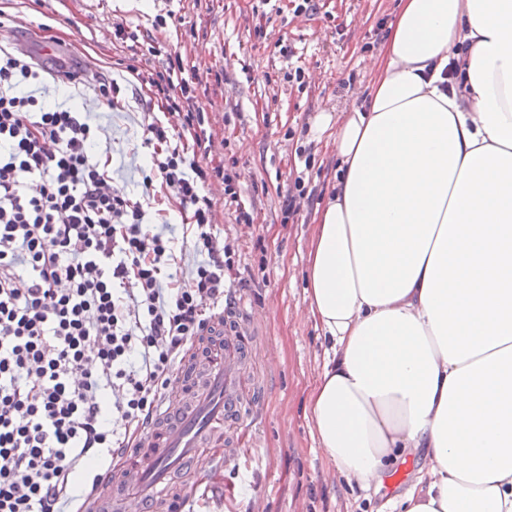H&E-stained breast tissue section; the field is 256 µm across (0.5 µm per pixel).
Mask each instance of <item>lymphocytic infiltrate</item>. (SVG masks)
Instances as JSON below:
<instances>
[{
	"label": "lymphocytic infiltrate",
	"instance_id": "f902f5d3",
	"mask_svg": "<svg viewBox=\"0 0 512 512\" xmlns=\"http://www.w3.org/2000/svg\"><path fill=\"white\" fill-rule=\"evenodd\" d=\"M44 66L0 48V512H66L89 461L131 447L224 296L204 187L220 166L179 58L140 80L183 114L185 146L148 124L143 194L114 185L90 113L46 106ZM164 190L189 220L197 262L143 200Z\"/></svg>",
	"mask_w": 512,
	"mask_h": 512
}]
</instances>
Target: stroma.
<instances>
[{
  "mask_svg": "<svg viewBox=\"0 0 512 512\" xmlns=\"http://www.w3.org/2000/svg\"><path fill=\"white\" fill-rule=\"evenodd\" d=\"M0 0L5 20L21 21L65 45L70 67L120 79V106L92 103L103 115L100 140L111 147L113 177L127 191L141 190L139 169L149 151L146 125H177L154 88L126 71L166 68L179 55L194 80L193 105L212 133L209 155L234 178L248 223L224 206V186L206 191L218 232L232 249L228 288L245 298L241 326L254 349L243 376L252 409V472L200 464L196 481L208 485L192 512H396L416 484L422 465L411 453L394 459L379 490L363 494L339 478L316 450L304 416L305 394L326 358L312 320L300 316L304 270L317 210L336 176V158L315 121L339 112L349 98L365 99L371 56L385 41L398 0ZM136 29L128 45L117 25ZM164 54H149V46ZM301 79H292L295 69Z\"/></svg>",
  "mask_w": 512,
  "mask_h": 512,
  "instance_id": "1",
  "label": "stroma"
}]
</instances>
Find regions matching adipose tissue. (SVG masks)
<instances>
[{
  "instance_id": "obj_1",
  "label": "adipose tissue",
  "mask_w": 512,
  "mask_h": 512,
  "mask_svg": "<svg viewBox=\"0 0 512 512\" xmlns=\"http://www.w3.org/2000/svg\"><path fill=\"white\" fill-rule=\"evenodd\" d=\"M373 68L331 135L304 415L360 491L423 455L403 512H512V0H400Z\"/></svg>"
}]
</instances>
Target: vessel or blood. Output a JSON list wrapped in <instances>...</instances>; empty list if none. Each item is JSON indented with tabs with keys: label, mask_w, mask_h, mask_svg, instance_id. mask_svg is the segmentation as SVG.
Returning <instances> with one entry per match:
<instances>
[{
	"label": "vessel or blood",
	"mask_w": 512,
	"mask_h": 512,
	"mask_svg": "<svg viewBox=\"0 0 512 512\" xmlns=\"http://www.w3.org/2000/svg\"><path fill=\"white\" fill-rule=\"evenodd\" d=\"M246 304L230 298L215 314L176 371L174 391L153 416L136 447L122 449L84 512H171L178 472L222 455L232 461L240 437L247 356L239 337Z\"/></svg>",
	"instance_id": "vessel-or-blood-1"
}]
</instances>
